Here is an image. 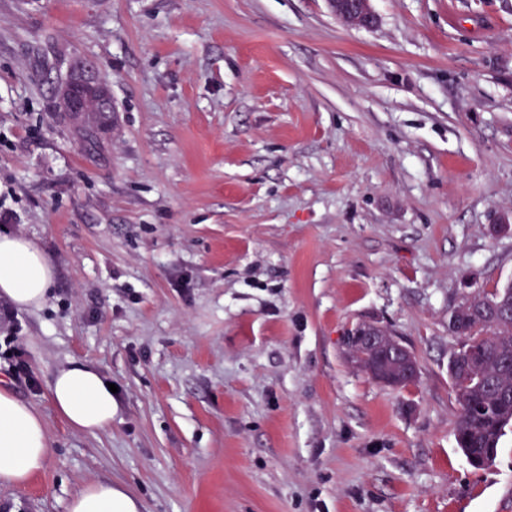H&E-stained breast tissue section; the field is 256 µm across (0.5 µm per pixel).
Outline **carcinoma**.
Segmentation results:
<instances>
[{"instance_id": "obj_1", "label": "carcinoma", "mask_w": 512, "mask_h": 512, "mask_svg": "<svg viewBox=\"0 0 512 512\" xmlns=\"http://www.w3.org/2000/svg\"><path fill=\"white\" fill-rule=\"evenodd\" d=\"M483 304L512 310V284L481 296ZM452 332L462 338L451 377L460 405L457 441L465 455L495 458L505 431L501 419L512 414V319L497 321L488 311L465 313Z\"/></svg>"}]
</instances>
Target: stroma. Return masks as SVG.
<instances>
[{"label": "stroma", "instance_id": "stroma-1", "mask_svg": "<svg viewBox=\"0 0 512 512\" xmlns=\"http://www.w3.org/2000/svg\"><path fill=\"white\" fill-rule=\"evenodd\" d=\"M0 0V233L54 284L0 296L33 377L0 388L49 451L0 512H68L109 482L142 512H512V429L494 464L459 448L448 330L512 284V0ZM94 66L108 112L60 111ZM381 322L403 389L348 363ZM118 387L112 426L70 427L55 372ZM354 1L345 15L336 12V17L345 24L370 25L374 19V13L370 6V0H346ZM382 325L377 322H366L357 328L351 345L354 354L358 355L360 351L367 350L390 356H403L410 360V369L407 376L415 379L418 375V369L409 349L397 338L388 336L382 329Z\"/></svg>", "mask_w": 512, "mask_h": 512}]
</instances>
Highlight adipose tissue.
<instances>
[{
    "instance_id": "1",
    "label": "adipose tissue",
    "mask_w": 512,
    "mask_h": 512,
    "mask_svg": "<svg viewBox=\"0 0 512 512\" xmlns=\"http://www.w3.org/2000/svg\"><path fill=\"white\" fill-rule=\"evenodd\" d=\"M54 279L53 266L31 240L0 234V295L21 308L40 305ZM57 412L75 429L100 432L112 424L114 397L100 373L85 364L61 369L51 385ZM49 446L42 416L0 389V480L25 484L42 470ZM136 499L111 483L95 482L79 492L69 512H139Z\"/></svg>"
}]
</instances>
